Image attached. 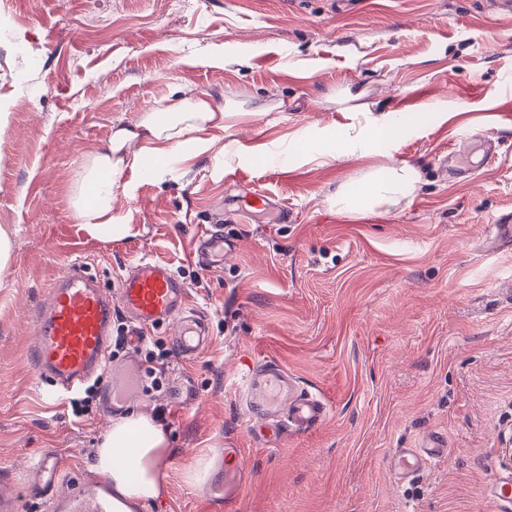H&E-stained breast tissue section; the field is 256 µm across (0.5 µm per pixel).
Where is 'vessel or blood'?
Wrapping results in <instances>:
<instances>
[{
	"label": "vessel or blood",
	"mask_w": 512,
	"mask_h": 512,
	"mask_svg": "<svg viewBox=\"0 0 512 512\" xmlns=\"http://www.w3.org/2000/svg\"><path fill=\"white\" fill-rule=\"evenodd\" d=\"M271 200L265 190L250 194L244 208L228 211L227 221L266 211ZM222 224L205 226L197 235V253L211 267L224 261ZM122 312L140 328L161 322L175 324L172 344L183 357L203 348L208 325L194 307L186 286L167 263L144 258L124 275L117 289L100 287L78 266H70L47 289L34 320V339L27 355L38 377L55 391L74 392L98 374L110 356L112 320ZM142 375L127 367L117 370L108 402L136 393ZM248 412L273 435L300 434L326 421L328 409L318 395L300 390L297 381L276 365L254 366L244 378ZM448 454L442 437H432L421 448L396 449L390 466L398 479L420 473ZM70 461L56 450L43 452L32 464L30 483L49 512H117L107 482L64 479ZM20 483L8 472L0 474V512H19Z\"/></svg>",
	"instance_id": "b4317fda"
}]
</instances>
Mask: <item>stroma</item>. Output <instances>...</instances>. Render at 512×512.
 Masks as SVG:
<instances>
[{"label":"stroma","mask_w":512,"mask_h":512,"mask_svg":"<svg viewBox=\"0 0 512 512\" xmlns=\"http://www.w3.org/2000/svg\"><path fill=\"white\" fill-rule=\"evenodd\" d=\"M25 46L26 55L16 52ZM512 20L486 0H0V226L13 233L0 273V471L25 477L47 448L95 477L112 417L167 411L175 451L165 494L146 512H504L487 488L512 474V245L487 227L512 212ZM226 111L204 153L192 145L152 181L125 172L112 221L89 235L69 190L114 125L159 109L179 86ZM406 135L389 155L323 161L336 139L385 118ZM498 137L474 179L440 164L461 134ZM288 152L284 170L257 154ZM407 163L415 190L354 217L336 192L369 168ZM273 210L228 223L222 266L195 264L198 230L243 191ZM288 219H280L282 211ZM167 262L206 315L212 341L172 354L193 399L142 392L77 418L26 356L49 284L80 264L113 287L143 257ZM275 364L321 395L329 418L282 441L237 402L247 364ZM432 435L446 460L397 480L394 449ZM211 464L194 481L192 457ZM241 469L240 497L224 474Z\"/></svg>","instance_id":"35a3bbf8"}]
</instances>
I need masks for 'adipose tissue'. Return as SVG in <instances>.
Segmentation results:
<instances>
[{
  "label": "adipose tissue",
  "mask_w": 512,
  "mask_h": 512,
  "mask_svg": "<svg viewBox=\"0 0 512 512\" xmlns=\"http://www.w3.org/2000/svg\"><path fill=\"white\" fill-rule=\"evenodd\" d=\"M224 110L210 97L185 87L174 91L161 110L140 113L132 125H116L97 149L88 154L70 194L71 209L92 234L112 227L115 189L125 170H143L185 143L206 151L207 133L224 126ZM413 168L406 164L372 171L356 185L336 193L339 211H374L398 202L416 188ZM171 447L161 425L149 415L131 410L113 420L95 450V471L112 484V492L129 512L128 503L145 505L163 496L171 462Z\"/></svg>",
  "instance_id": "adipose-tissue-1"
}]
</instances>
